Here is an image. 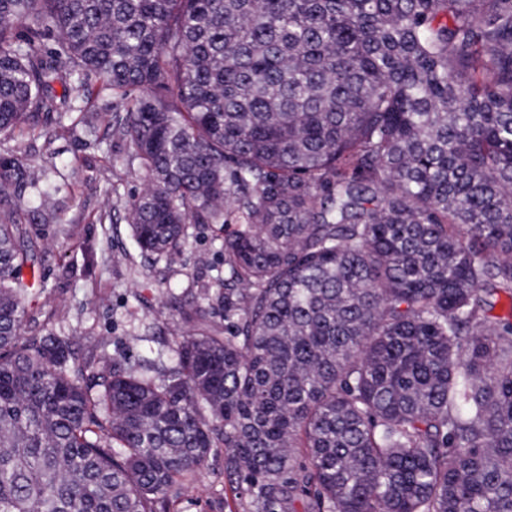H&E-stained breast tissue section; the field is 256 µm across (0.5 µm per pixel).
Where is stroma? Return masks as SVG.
Listing matches in <instances>:
<instances>
[{
    "instance_id": "1",
    "label": "stroma",
    "mask_w": 512,
    "mask_h": 512,
    "mask_svg": "<svg viewBox=\"0 0 512 512\" xmlns=\"http://www.w3.org/2000/svg\"><path fill=\"white\" fill-rule=\"evenodd\" d=\"M56 171L46 173L54 198L65 209L73 238H49L42 257L38 306L29 311L39 324L66 336L79 360L99 352L130 366L163 356L175 364V337L220 329L219 314L186 320L182 311L199 290L224 273L222 234L194 224L176 261L141 258L125 219V205L147 179L126 161L122 144H85L82 135L55 137ZM83 176L72 179V171ZM111 220L98 221L101 212ZM171 512H228L224 506V451L214 449L208 467L193 480H179L168 493Z\"/></svg>"
}]
</instances>
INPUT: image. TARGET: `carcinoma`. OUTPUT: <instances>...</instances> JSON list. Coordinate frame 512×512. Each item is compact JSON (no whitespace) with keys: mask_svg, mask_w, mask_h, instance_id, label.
I'll return each instance as SVG.
<instances>
[{"mask_svg":"<svg viewBox=\"0 0 512 512\" xmlns=\"http://www.w3.org/2000/svg\"><path fill=\"white\" fill-rule=\"evenodd\" d=\"M42 122L124 143L143 257L224 232V331L176 366L22 335L44 227L74 236L6 146ZM499 293L512 0H0V512H169L215 448L229 512H512Z\"/></svg>","mask_w":512,"mask_h":512,"instance_id":"1","label":"carcinoma"}]
</instances>
